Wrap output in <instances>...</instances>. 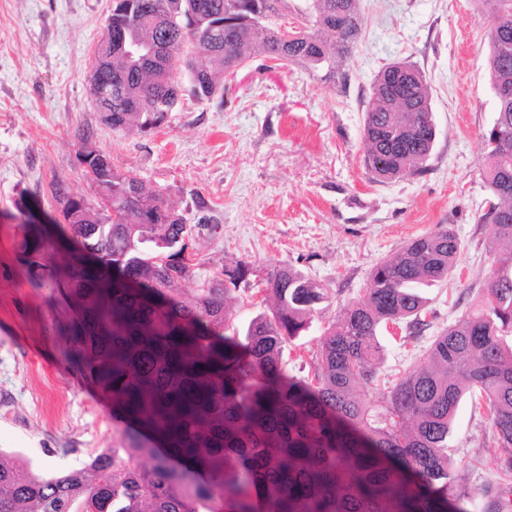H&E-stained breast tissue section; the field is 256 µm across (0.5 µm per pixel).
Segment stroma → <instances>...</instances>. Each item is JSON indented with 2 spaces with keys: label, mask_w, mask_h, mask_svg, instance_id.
<instances>
[{
  "label": "stroma",
  "mask_w": 512,
  "mask_h": 512,
  "mask_svg": "<svg viewBox=\"0 0 512 512\" xmlns=\"http://www.w3.org/2000/svg\"><path fill=\"white\" fill-rule=\"evenodd\" d=\"M111 9L112 0H0V451L44 473L84 466L125 426L101 388L61 359L56 328L72 311L16 275L21 205L56 217L57 181L93 199L82 145L201 225L193 245L204 272L245 261L257 289L267 268L290 266L328 288L322 313L287 346L300 378L323 327L414 238L445 224L461 250L455 272L423 290L428 331L406 343L383 335L391 374L462 317L494 264L491 227L478 221L491 199L481 135L495 115L478 0H360L361 37L336 89L301 65L253 55L200 100L181 72V96L148 134L113 132L91 102ZM397 61L430 85L436 140L426 173L374 182L363 166L365 109L376 76ZM452 443L471 486L497 480L505 451L485 409L461 403Z\"/></svg>",
  "instance_id": "obj_1"
}]
</instances>
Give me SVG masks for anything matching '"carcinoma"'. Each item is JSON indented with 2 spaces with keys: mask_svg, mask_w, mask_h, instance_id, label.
Masks as SVG:
<instances>
[{
  "mask_svg": "<svg viewBox=\"0 0 512 512\" xmlns=\"http://www.w3.org/2000/svg\"><path fill=\"white\" fill-rule=\"evenodd\" d=\"M288 0H121L112 53L92 76L112 83V130L158 128L190 92L211 99L254 51L345 81L362 29L359 0H298L307 24L286 43ZM489 30L494 127L482 134L491 192L479 222L492 227L494 266L478 309L434 336L421 364L388 379L383 332L420 336L419 289L448 278L460 243L446 224L371 271L365 298L342 308L312 352L313 377L288 372L287 344L309 327L327 289L293 267H273L259 289L269 309L240 325L230 310L253 269L239 262L200 275L178 261L193 226L163 224V193L112 169V213L84 232L30 226L21 275L78 311L65 356L112 397L128 420L118 442L82 468L40 474L0 453V512H466L469 475L451 453L464 397L486 405L500 444L512 447V0H479ZM134 41L142 55L118 44ZM209 58L196 67L186 46ZM142 111L123 119L127 111ZM436 137L430 87L408 62L371 88L363 164L372 180L421 174ZM198 277L187 293L183 281ZM384 384L379 403L362 386ZM149 458L145 467L141 459ZM481 488L484 512H512V454Z\"/></svg>",
  "mask_w": 512,
  "mask_h": 512,
  "instance_id": "1",
  "label": "carcinoma"
}]
</instances>
